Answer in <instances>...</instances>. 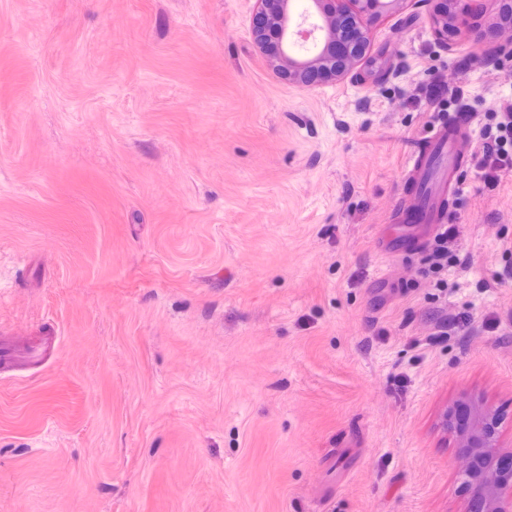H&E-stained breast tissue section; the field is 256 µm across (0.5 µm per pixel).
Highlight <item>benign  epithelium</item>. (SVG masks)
<instances>
[{
	"label": "benign epithelium",
	"instance_id": "7a95c632",
	"mask_svg": "<svg viewBox=\"0 0 512 512\" xmlns=\"http://www.w3.org/2000/svg\"><path fill=\"white\" fill-rule=\"evenodd\" d=\"M411 0H257L263 29H253L254 44L270 70L297 88L343 80L363 60L370 47V23L402 14ZM485 0H424L434 35L447 46L462 37L467 18L483 14L487 32L512 28V0L483 13ZM466 416L450 412L448 431L472 449L478 462L462 470L461 484L478 498L481 512H512V468L489 470L487 462L506 458L498 443L490 411L463 404Z\"/></svg>",
	"mask_w": 512,
	"mask_h": 512
}]
</instances>
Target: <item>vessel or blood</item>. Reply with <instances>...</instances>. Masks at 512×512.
<instances>
[{"label": "vessel or blood", "instance_id": "vessel-or-blood-1", "mask_svg": "<svg viewBox=\"0 0 512 512\" xmlns=\"http://www.w3.org/2000/svg\"><path fill=\"white\" fill-rule=\"evenodd\" d=\"M474 135L468 119L456 112L427 129L422 148L404 164L408 189L389 217L390 223L405 227L406 232L395 239L380 234L381 253H418L425 249L429 232L446 222L449 205L462 187L459 172L470 164L469 146ZM41 360V348L33 347L21 354L14 343L0 339V363L27 368Z\"/></svg>", "mask_w": 512, "mask_h": 512}]
</instances>
